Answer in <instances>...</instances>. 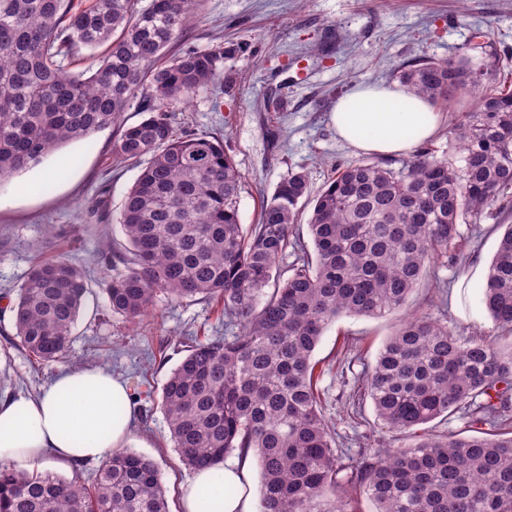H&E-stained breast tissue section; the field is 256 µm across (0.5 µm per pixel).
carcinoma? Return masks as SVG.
Here are the masks:
<instances>
[{"mask_svg": "<svg viewBox=\"0 0 512 512\" xmlns=\"http://www.w3.org/2000/svg\"><path fill=\"white\" fill-rule=\"evenodd\" d=\"M198 0H0V181L62 145L117 125L139 96L147 117L124 125L112 151L139 174L117 223L124 269L104 288L114 314L137 319L157 294L224 301L234 336H196L172 370L161 409L170 441L191 469L254 452L258 512H512V224L481 285L497 336H464L426 315H407L423 275L448 257L460 224L476 221L512 186V90L479 94L449 131L459 156L420 147L394 168L350 160L317 194L290 172L240 222L242 176L224 144L178 129L170 105L220 78L240 46L167 55ZM105 47L97 58L95 51ZM81 49L97 63L65 61ZM469 58L421 60L399 79L429 104L448 107L481 85ZM314 255L294 232L300 201ZM295 260L282 273L276 262ZM88 285L65 260L36 262L10 307L21 346L38 362H67ZM398 321L364 391L381 424L400 434L458 414L471 434L416 435L362 458L336 448L322 414L314 351L341 315ZM0 512H170L156 463L124 449L94 482L0 464Z\"/></svg>", "mask_w": 512, "mask_h": 512, "instance_id": "obj_1", "label": "carcinoma"}]
</instances>
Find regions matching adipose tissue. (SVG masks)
<instances>
[{"label": "adipose tissue", "instance_id": "ef3b65f1", "mask_svg": "<svg viewBox=\"0 0 512 512\" xmlns=\"http://www.w3.org/2000/svg\"><path fill=\"white\" fill-rule=\"evenodd\" d=\"M353 148L382 156L405 154L437 130L438 114L396 83L362 84L341 96L331 117ZM126 386L100 368L60 372L35 399L0 403V460L33 464L45 454L60 462L101 460L131 441ZM248 461L196 470L182 512H256L247 489Z\"/></svg>", "mask_w": 512, "mask_h": 512}]
</instances>
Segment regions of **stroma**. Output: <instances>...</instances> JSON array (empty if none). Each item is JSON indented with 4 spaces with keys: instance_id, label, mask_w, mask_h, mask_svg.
Masks as SVG:
<instances>
[{
    "instance_id": "obj_1",
    "label": "stroma",
    "mask_w": 512,
    "mask_h": 512,
    "mask_svg": "<svg viewBox=\"0 0 512 512\" xmlns=\"http://www.w3.org/2000/svg\"><path fill=\"white\" fill-rule=\"evenodd\" d=\"M233 42L224 74L171 116L183 130L217 137L243 177L242 224L258 223L288 172L305 173L321 190L339 164L359 153L341 140L330 116L337 99L362 82H397L400 70L428 59L467 55L485 88L512 87V0H200L189 31L173 50ZM112 130L74 141L40 164L0 182V402L38 395L68 368H101L125 381L134 405L131 450L154 459L172 512L193 472L172 447L160 408L163 385L189 336H232L224 305L198 297L157 296L137 322L109 313V263L125 252L116 222L138 169L112 152ZM106 195L108 213L92 205ZM512 224V188L477 223L461 224L449 247L454 262L431 267L411 293L408 310L430 314L469 336L495 335L479 287L502 227ZM63 257L81 266L89 287L68 364H40L14 334L9 302L36 261ZM394 316L344 315L324 331L314 358L322 411L342 448H399L406 437L377 419L361 393Z\"/></svg>"
}]
</instances>
